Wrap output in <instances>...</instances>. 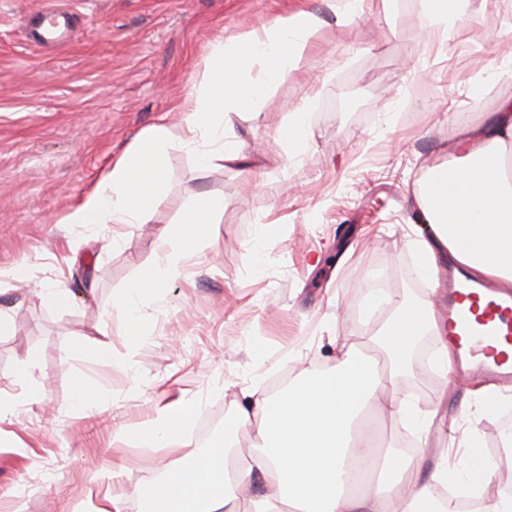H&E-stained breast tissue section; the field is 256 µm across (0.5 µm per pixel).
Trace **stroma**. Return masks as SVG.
Masks as SVG:
<instances>
[{
  "mask_svg": "<svg viewBox=\"0 0 512 512\" xmlns=\"http://www.w3.org/2000/svg\"><path fill=\"white\" fill-rule=\"evenodd\" d=\"M71 16L56 47L29 22L48 0H0V512H94L104 492L122 512H142V488L202 449L205 424L238 432L245 394L271 392L327 369L339 342L358 341L389 318L367 311L372 277L398 300L430 296L415 282L409 241L425 231L412 185L446 157L452 129L481 121L512 99V0H471L448 43L425 38L423 0H388L366 22L337 25L347 0H60ZM324 22L258 110L226 123L252 162L288 112L305 105L312 138L304 153L247 187L238 168L200 167L184 142L179 108L213 44L243 38L282 13ZM165 123L167 183L144 224L110 230L65 223L138 136ZM223 198L213 246L188 258L138 327L112 303L157 262V238L177 227L198 193ZM55 285L67 300L42 304ZM397 390L443 403L441 436L492 435L496 417L461 413L459 394L421 352ZM106 355H99V348ZM97 382L96 411L79 410L77 378ZM39 401H28L32 390ZM196 399L201 410L174 446L138 438L158 408ZM120 471L111 487L90 482Z\"/></svg>",
  "mask_w": 512,
  "mask_h": 512,
  "instance_id": "obj_1",
  "label": "stroma"
}]
</instances>
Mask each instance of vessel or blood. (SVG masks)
<instances>
[{
	"mask_svg": "<svg viewBox=\"0 0 512 512\" xmlns=\"http://www.w3.org/2000/svg\"><path fill=\"white\" fill-rule=\"evenodd\" d=\"M70 28L66 15L48 16L40 42L62 39ZM443 334L473 360V371L512 379V295L466 284L449 286Z\"/></svg>",
	"mask_w": 512,
	"mask_h": 512,
	"instance_id": "1",
	"label": "vessel or blood"
}]
</instances>
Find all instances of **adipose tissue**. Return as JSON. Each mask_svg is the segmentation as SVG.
<instances>
[{"label": "adipose tissue", "instance_id": "adipose-tissue-1", "mask_svg": "<svg viewBox=\"0 0 512 512\" xmlns=\"http://www.w3.org/2000/svg\"><path fill=\"white\" fill-rule=\"evenodd\" d=\"M321 17L300 11L275 17L259 34L216 42L211 61L197 91L182 105L190 132L186 142L200 167L215 162L244 163L240 143L225 133L230 112L256 109L265 91L284 79L294 61L321 26ZM310 135L304 109L289 113L273 135L268 166L284 156L301 155ZM168 128L148 130L113 167L102 185L65 218L69 224L119 228L143 224L161 199L166 185L162 159ZM454 163H437L422 171L413 199L432 235L417 241L418 264L429 280H437L438 256L453 252L476 275L512 284V102L480 125L464 126L454 135ZM459 186L462 209L444 208L449 186ZM224 208L221 198L201 193L183 210L177 230H162L159 262L144 270L114 304L131 325L141 319L143 298L155 295L176 273L184 258L209 247L207 226ZM468 248H458L459 238ZM369 306H393V315L366 340L342 345L326 372L279 394L252 392L237 415L238 427L254 434L250 453L211 449L169 469L168 476L145 488V512H447L442 503L449 484H464L481 493L479 512H512V493L483 494L489 472L482 457L483 436L470 437L474 449L468 467L439 452L432 466L423 457H379L373 436L361 418L382 392H389V415L428 448L441 420L440 405L420 407L393 394L396 376L408 366L419 338L440 334L432 300L394 303L380 291ZM437 364L446 384L476 395L483 413L511 401L507 395L483 388L472 390L461 374L447 343L437 346ZM200 404L183 401L161 410L142 429L146 439L175 443L182 424Z\"/></svg>", "mask_w": 512, "mask_h": 512}]
</instances>
